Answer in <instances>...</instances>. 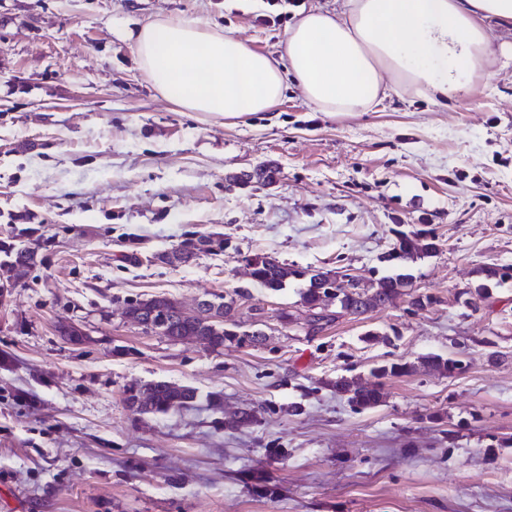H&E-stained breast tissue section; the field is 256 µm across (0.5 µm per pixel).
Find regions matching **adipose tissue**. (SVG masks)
Masks as SVG:
<instances>
[{
	"label": "adipose tissue",
	"instance_id": "ef3b65f1",
	"mask_svg": "<svg viewBox=\"0 0 512 512\" xmlns=\"http://www.w3.org/2000/svg\"><path fill=\"white\" fill-rule=\"evenodd\" d=\"M494 22L512 26V0H343L302 14L275 57L181 18L155 19L129 38L155 91L185 111L268 112L293 86L336 116L377 103L388 83L432 101L466 95L491 62Z\"/></svg>",
	"mask_w": 512,
	"mask_h": 512
}]
</instances>
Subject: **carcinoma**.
I'll return each mask as SVG.
<instances>
[{
	"instance_id": "obj_1",
	"label": "carcinoma",
	"mask_w": 512,
	"mask_h": 512,
	"mask_svg": "<svg viewBox=\"0 0 512 512\" xmlns=\"http://www.w3.org/2000/svg\"><path fill=\"white\" fill-rule=\"evenodd\" d=\"M412 235L423 238L421 244L417 245L409 238V234H399L397 242L389 254V260L403 266L422 255H429L435 252L433 243L434 237L426 230L412 232ZM194 239L187 238L179 244V248L161 256V259L169 263H187L192 260L197 252L192 250ZM255 269L253 272L254 282L261 288L280 291L286 287L283 268L279 261L268 255L254 256L251 258ZM293 277L306 281V288L301 292V301L304 307L310 312L308 323L316 327L324 320L329 321L331 317L322 314L324 305L323 295L327 289L336 287L337 272L321 270H294ZM411 275L407 273H394L381 277L376 287L367 288L362 292H348L340 289L337 295V303L340 312L350 315H362L377 309L395 299L400 295V290L410 284ZM234 300L207 301L206 315L193 320L186 319L181 314V309L170 299L164 297H151L149 299L130 300L126 303V311L135 318L141 315H149L157 310L159 314L166 316L162 325L156 327L154 332L165 336L170 340H176L181 336H201L203 342L211 348H219L224 343L235 342L239 345L257 344L262 341V335L237 331L224 327V309L230 307ZM425 363L442 367L448 372H461L464 365L461 360L448 358L442 359L439 356H432L425 359ZM414 370V365L405 363H393L389 366H382L377 370V376L381 378L398 377L407 375ZM144 390L152 393V404L149 407H142L139 404L138 396L141 390H131L127 398L130 406L139 412H151L165 414L170 411L180 410L193 405L196 399V391L190 387L177 386L162 381L151 382L144 386ZM336 392L349 394L348 401L359 408H371L378 405L382 400L380 384L375 383L370 387H361L353 380L346 377L336 379Z\"/></svg>"
}]
</instances>
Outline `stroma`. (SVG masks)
Instances as JSON below:
<instances>
[{"label":"stroma","mask_w":512,"mask_h":512,"mask_svg":"<svg viewBox=\"0 0 512 512\" xmlns=\"http://www.w3.org/2000/svg\"><path fill=\"white\" fill-rule=\"evenodd\" d=\"M336 0H0V512H512V29L449 102L401 99L331 117L296 88L221 119L157 95L128 31L180 16L272 54L299 10ZM276 169L256 183L257 169ZM434 254L355 316L309 330L300 281L258 288L246 260L375 285L398 232ZM220 249L161 256L188 235ZM34 261L12 271L11 249ZM220 295L257 346L171 341L125 318L164 296ZM431 296L426 306L412 305ZM74 324L85 338L61 333ZM462 360L451 375L425 356ZM417 363L354 408L337 377ZM196 389L142 414L129 389ZM250 413L241 422L242 413ZM131 395L127 401L131 407H136L139 412H151L165 414L170 411L180 410L193 405L197 397L196 391L190 387H173L169 383L156 381L146 384L140 389H130ZM152 393V404L150 407H142L139 404L138 396L143 391Z\"/></svg>","instance_id":"stroma-1"}]
</instances>
